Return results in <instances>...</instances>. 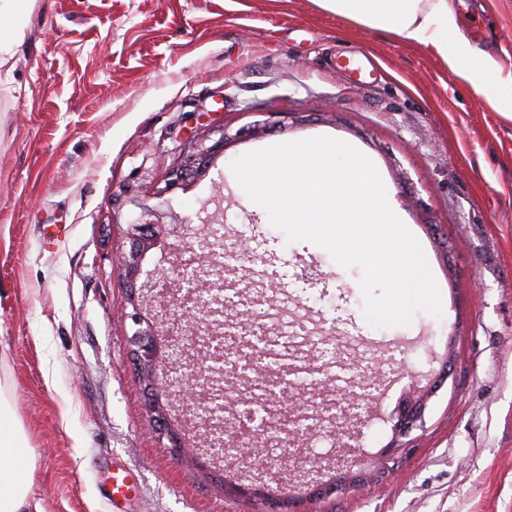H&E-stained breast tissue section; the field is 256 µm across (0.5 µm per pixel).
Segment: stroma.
<instances>
[{"label":"stroma","mask_w":512,"mask_h":512,"mask_svg":"<svg viewBox=\"0 0 512 512\" xmlns=\"http://www.w3.org/2000/svg\"><path fill=\"white\" fill-rule=\"evenodd\" d=\"M455 4L470 42L512 73V0ZM362 53L377 85L329 64ZM256 123L263 131L231 143L208 174L157 197L188 128ZM322 135L378 168L441 316L370 325L361 268L287 241L229 168ZM147 209L188 228L149 249L143 272L197 251L207 213L226 246L246 242L224 270L225 326L247 327L248 302L262 301L296 331L295 354L328 364L289 386L293 404L310 407L332 383L361 397L295 434L304 457L280 480L246 448L230 462L177 458L152 429L114 263ZM53 224L69 228L55 247L44 241ZM265 253L287 295L254 276ZM413 393L428 397L423 424L392 447ZM0 395L34 461L27 512H264L267 495L306 501L304 512H512V94L475 91L428 49L316 0H30L0 67ZM118 467L137 489L115 505L104 491ZM352 474L366 485L308 503L310 484Z\"/></svg>","instance_id":"obj_1"}]
</instances>
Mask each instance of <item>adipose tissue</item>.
Here are the masks:
<instances>
[{"label": "adipose tissue", "mask_w": 512, "mask_h": 512, "mask_svg": "<svg viewBox=\"0 0 512 512\" xmlns=\"http://www.w3.org/2000/svg\"><path fill=\"white\" fill-rule=\"evenodd\" d=\"M320 6L341 17L359 21L364 26L387 31L410 45L427 48L448 67L475 88L507 85L496 60L470 45L460 31L449 0H318ZM463 48V55L448 52L449 44ZM479 58L478 67L468 64ZM21 448L17 432L0 416V512H25L29 485L16 474L9 454Z\"/></svg>", "instance_id": "adipose-tissue-1"}]
</instances>
